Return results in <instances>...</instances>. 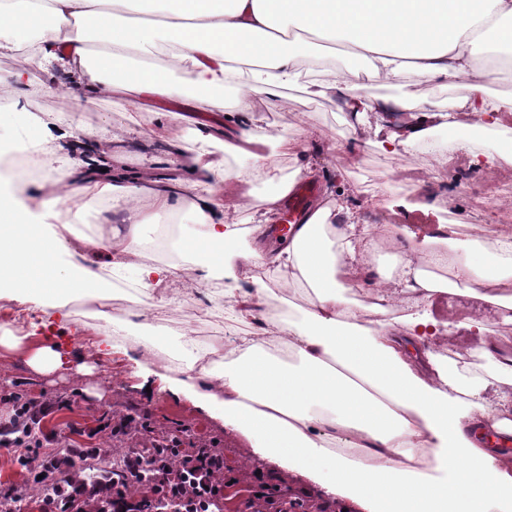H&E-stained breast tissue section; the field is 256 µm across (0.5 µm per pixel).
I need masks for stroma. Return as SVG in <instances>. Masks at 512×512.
<instances>
[{
	"mask_svg": "<svg viewBox=\"0 0 512 512\" xmlns=\"http://www.w3.org/2000/svg\"><path fill=\"white\" fill-rule=\"evenodd\" d=\"M66 80L65 73L57 68L35 70L29 87L0 111V143L40 139L42 125L62 121L76 126L91 147L109 136L124 140L127 151L122 168L137 172L149 168L160 181L172 183L183 178L185 171L172 163L158 136L161 123L166 122L172 132L188 138L199 130L210 134V149L214 157L223 159L227 170L250 162L249 155L234 150L239 142L235 116L209 109L195 95L151 98L137 112L130 103L113 96L66 94L61 89ZM368 90L383 97L426 94L441 107L466 93L461 86L426 85L411 77L391 83L373 81ZM281 95L284 107L280 110L256 101L252 148L274 151L281 138L294 136L297 127L308 129L303 149L283 157L282 167L287 172L313 169V180L320 185L322 197H345L360 225L368 227L369 261L357 267L355 274L361 294H369L380 272L405 261L416 265L425 262L423 253L415 248L406 252L392 249L379 237L377 225H398L404 240L415 245L431 236L438 224L483 222L481 202L497 198L502 186L512 182L511 162L475 166L474 157L484 147L461 133L441 129V139L434 146H412L414 160L405 165L400 154L384 153L367 136L353 133L338 101L308 98L296 85L285 86ZM177 114L184 116V123L174 122ZM373 195L378 196V204H370ZM422 200H447L451 206L436 214L426 213L416 207ZM208 305L207 287L200 284L193 290L192 301L152 307L146 316L149 323L167 325L169 336H178L189 328L208 340L224 334L223 319L205 315ZM433 310L439 328L425 346L446 358L451 366L476 367L482 362L484 338L467 327L473 319L493 325L502 353L512 356V325L505 323L495 306L472 295H458L443 297ZM1 322L13 323L29 335L34 345L70 342L84 347L94 365L88 375L63 369L40 376L31 373L22 356L0 351V395L20 391L50 405L40 426L44 432L61 434L62 440L48 443V451L63 453L69 441L90 440L111 447L113 417L134 408L148 411L155 431L174 437L187 430L194 436L218 441L237 467L249 459L250 450L240 435L225 431L219 421L209 418L186 397L170 393L167 379L174 376L178 364L173 350L160 351L149 376L144 377L136 374L131 362L139 355L140 346L120 337H113L112 346H101L102 337L113 335L111 327L99 321L80 317L69 325H51L41 313L0 300Z\"/></svg>",
	"mask_w": 512,
	"mask_h": 512,
	"instance_id": "stroma-1",
	"label": "stroma"
}]
</instances>
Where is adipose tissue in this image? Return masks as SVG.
Here are the masks:
<instances>
[{"label": "adipose tissue", "instance_id": "obj_1", "mask_svg": "<svg viewBox=\"0 0 512 512\" xmlns=\"http://www.w3.org/2000/svg\"><path fill=\"white\" fill-rule=\"evenodd\" d=\"M100 48L90 51L91 34ZM171 47L165 67L140 65L157 45ZM323 45L341 46L361 61L366 77L461 84L465 96L439 108L428 95L374 97L358 81H302ZM18 61L0 88L26 85L31 68L57 65L74 85L137 102L192 89L224 109V90L236 66L244 80L233 108L240 137L251 141L253 100L277 101L281 86L302 82L312 98H338L356 125L393 152L422 142L436 127L502 128L512 98L493 96L499 72L490 54L512 62V0H0V53ZM306 130L282 139L277 152L256 153L250 166L228 174L220 159L197 155L185 179L173 185L85 177L71 166L48 170L46 180L67 199L104 196L124 224L85 238L72 250L69 225L30 224L13 192L0 191V300L67 320L70 298L93 299L97 318L120 325L138 316L143 300L173 302L174 281L223 280L209 313L234 330L218 343L185 333L176 390L217 412L226 430L240 434L252 456L323 484L362 512H512V467L471 435L493 424L512 434L481 395L482 381L449 372L422 344L437 328L428 313L379 320L394 289L424 299L467 292L512 310V239L486 249L473 238L430 237L420 248L436 271L406 262L382 274L374 304L348 294L351 264L366 260L364 230L338 199L320 202L288 246H265L267 226L297 174L277 160L303 147ZM271 184L272 190L241 227L224 202L228 177ZM188 213L168 243L182 264L143 262L146 232L158 214ZM103 251L110 271L132 280L136 292L123 316L100 288L89 254ZM306 294L301 317H266L249 326L275 292ZM0 349L22 353L27 367L49 375L66 366L85 370L84 348L28 347L27 337L0 324Z\"/></svg>", "mask_w": 512, "mask_h": 512}]
</instances>
